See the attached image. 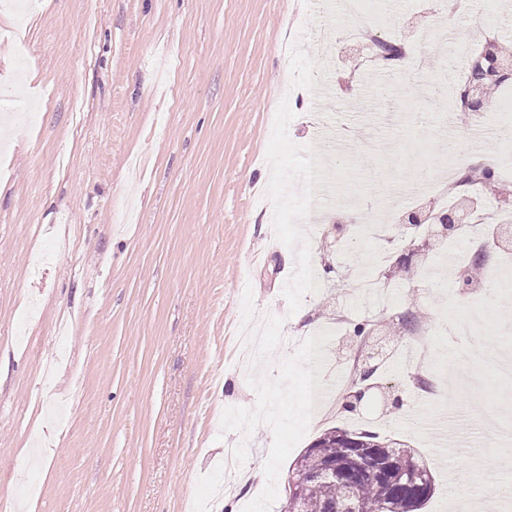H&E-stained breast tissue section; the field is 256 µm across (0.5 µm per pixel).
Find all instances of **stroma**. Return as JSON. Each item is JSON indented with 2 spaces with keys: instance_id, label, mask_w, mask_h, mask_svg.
<instances>
[{
  "instance_id": "stroma-1",
  "label": "stroma",
  "mask_w": 512,
  "mask_h": 512,
  "mask_svg": "<svg viewBox=\"0 0 512 512\" xmlns=\"http://www.w3.org/2000/svg\"><path fill=\"white\" fill-rule=\"evenodd\" d=\"M389 39L413 47L405 69L366 68L349 41L340 0H0V114L16 96L30 109L0 128V496L18 512H186L223 489V512H243L265 486L273 435L222 432L229 406L256 394L236 367L242 297L256 321L283 317L277 357L329 329L321 382L335 408L317 415L295 446L325 430H372L414 448L435 490L423 512H453L482 498L512 512V476L471 466L473 449L442 452L423 388L446 393L465 417L497 415L512 429V382L474 366L466 389L452 384L459 346L444 333L469 315L471 291L429 274L443 253L469 240L424 230L389 246L383 270L391 301L367 299L372 266L360 231L383 222L395 201L414 211V182L437 179L448 157L435 138L444 101L422 93L467 65L424 39L433 22L481 26L512 45L505 0H371ZM297 52L280 46L294 30ZM28 61L14 56L17 37ZM294 117L293 143L316 147L327 168L357 164L367 196L324 193L310 236L318 293L289 313L283 287L293 252L274 234L272 205L255 203L270 180L266 162L280 101ZM490 301L493 321L474 334L512 351V317ZM379 329L372 400L340 411L341 381L355 362L347 327ZM437 327L433 359L409 364L410 332ZM246 443L245 477L224 471V450Z\"/></svg>"
}]
</instances>
